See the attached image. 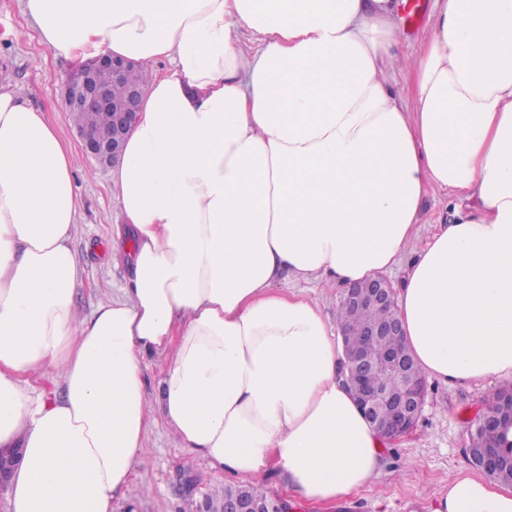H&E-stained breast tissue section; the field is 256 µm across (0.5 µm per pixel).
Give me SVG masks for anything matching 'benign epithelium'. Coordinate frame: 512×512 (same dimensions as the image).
<instances>
[{
	"mask_svg": "<svg viewBox=\"0 0 512 512\" xmlns=\"http://www.w3.org/2000/svg\"><path fill=\"white\" fill-rule=\"evenodd\" d=\"M136 69L133 60L101 54L74 68L67 76L64 86L66 109L105 110L113 113L114 119L109 134L105 137L92 131H78L85 155L102 167L120 163L123 144L139 112L145 87L128 82L131 71ZM125 83L123 101L112 99V84ZM343 302L354 307L387 309L395 305V289L383 276L345 289ZM366 340L374 341L383 336H394L403 340V329L397 315L386 314L367 327ZM382 367L389 368L398 378L399 385L385 390L371 381V375ZM346 385L352 387L359 409L366 418L375 422L377 429L392 438L409 433L418 422L425 403V377L413 372L405 346L386 353L381 359H373L369 352L359 346H345L343 364ZM286 499L278 498L270 509L259 502L236 494L224 498V512H289Z\"/></svg>",
	"mask_w": 512,
	"mask_h": 512,
	"instance_id": "benign-epithelium-1",
	"label": "benign epithelium"
}]
</instances>
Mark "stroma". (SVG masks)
<instances>
[{
	"mask_svg": "<svg viewBox=\"0 0 512 512\" xmlns=\"http://www.w3.org/2000/svg\"><path fill=\"white\" fill-rule=\"evenodd\" d=\"M14 29L21 30V37H11ZM69 70V64L54 59L40 44L23 0H0V79L23 85L31 103L76 146L80 139L61 93ZM75 185L82 207L71 248L82 281L77 312L84 316L124 286L127 268L112 244V227L121 223L122 214L110 196L109 169L77 153ZM500 385L495 378L477 384L428 381L415 428L386 444L380 470L369 484L331 505L316 507L296 496L278 469L263 488L286 497L292 512H430L448 478L461 470L479 475L468 451L470 429ZM250 482V477L216 470L189 449L177 447L157 416L144 435L142 460L123 494L113 500L112 512H187L191 503L207 495Z\"/></svg>",
	"mask_w": 512,
	"mask_h": 512,
	"instance_id": "stroma-1",
	"label": "stroma"
}]
</instances>
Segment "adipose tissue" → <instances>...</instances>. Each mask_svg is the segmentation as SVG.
I'll use <instances>...</instances> for the list:
<instances>
[{"instance_id": "1", "label": "adipose tissue", "mask_w": 512, "mask_h": 512, "mask_svg": "<svg viewBox=\"0 0 512 512\" xmlns=\"http://www.w3.org/2000/svg\"><path fill=\"white\" fill-rule=\"evenodd\" d=\"M437 3L408 102L394 0H24L55 58L128 57L148 81L110 184L129 275L84 317L74 149L0 81V447L24 450L10 512H112L156 407L214 469L274 465L314 502L368 484L387 438L342 383L330 314L287 280L401 268L425 377L512 380V0ZM437 194L453 219L427 236ZM147 352L165 360L154 406ZM432 512H512V488L458 473Z\"/></svg>"}]
</instances>
